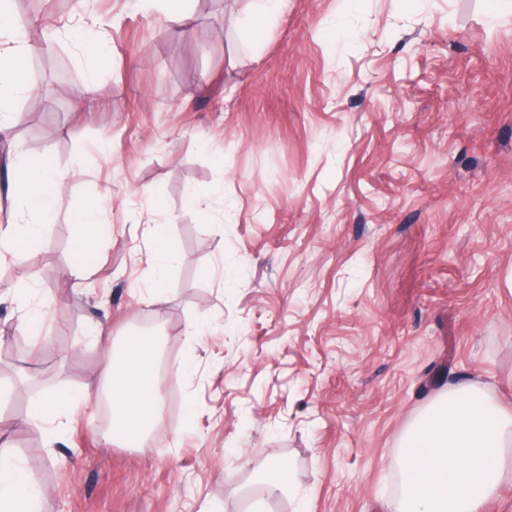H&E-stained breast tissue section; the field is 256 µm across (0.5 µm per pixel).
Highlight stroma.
I'll use <instances>...</instances> for the list:
<instances>
[{
	"instance_id": "1",
	"label": "stroma",
	"mask_w": 512,
	"mask_h": 512,
	"mask_svg": "<svg viewBox=\"0 0 512 512\" xmlns=\"http://www.w3.org/2000/svg\"><path fill=\"white\" fill-rule=\"evenodd\" d=\"M45 8V44L13 8L41 79L8 110L63 200L28 259L0 260V449L44 512H388L440 394L512 406V0H290L257 40L248 0H193L186 28L164 0ZM104 195L78 262L70 216ZM152 220L177 249L153 298ZM97 324L159 338L163 418L134 447L97 400L53 441L28 418L95 385ZM277 461L292 492L258 484Z\"/></svg>"
}]
</instances>
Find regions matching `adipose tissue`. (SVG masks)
<instances>
[{"label":"adipose tissue","instance_id":"1","mask_svg":"<svg viewBox=\"0 0 512 512\" xmlns=\"http://www.w3.org/2000/svg\"><path fill=\"white\" fill-rule=\"evenodd\" d=\"M18 26L0 9V140H9L7 105L33 86L23 76L25 51L15 45ZM12 183L21 188V210L0 215V249L27 257L41 230L61 205L64 176L51 150L36 158L13 152L8 159ZM158 338L141 332L125 337L113 358L98 366L112 388V439L129 444L160 422L163 401L154 358ZM512 478V410L474 385L438 397L405 431L401 440L400 494L392 512H483L505 480ZM45 492L28 476L19 458L0 455V512H42Z\"/></svg>","mask_w":512,"mask_h":512}]
</instances>
